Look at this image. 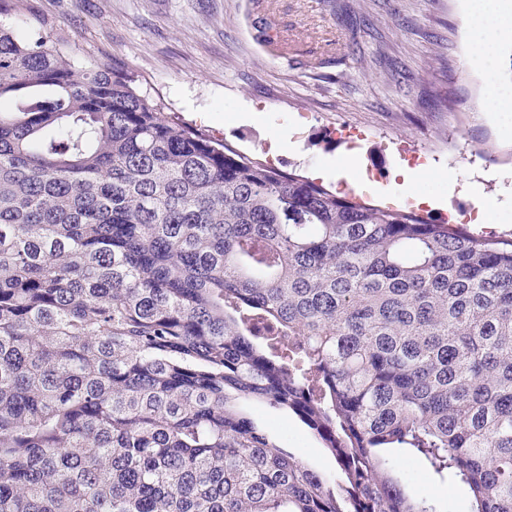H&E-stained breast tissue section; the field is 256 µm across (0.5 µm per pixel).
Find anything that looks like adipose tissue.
Masks as SVG:
<instances>
[{"mask_svg":"<svg viewBox=\"0 0 512 512\" xmlns=\"http://www.w3.org/2000/svg\"><path fill=\"white\" fill-rule=\"evenodd\" d=\"M469 16L468 55L472 67L493 71L500 49L512 42V7L505 0H465Z\"/></svg>","mask_w":512,"mask_h":512,"instance_id":"ef3b65f1","label":"adipose tissue"}]
</instances>
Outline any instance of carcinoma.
<instances>
[{"instance_id":"obj_1","label":"carcinoma","mask_w":512,"mask_h":512,"mask_svg":"<svg viewBox=\"0 0 512 512\" xmlns=\"http://www.w3.org/2000/svg\"><path fill=\"white\" fill-rule=\"evenodd\" d=\"M66 44L0 27V512H449L395 450L512 512V233L275 170ZM246 409L259 429L277 442L288 444L293 454L316 471L331 472L336 468L334 458L322 448L319 440L290 413L263 404H252Z\"/></svg>"}]
</instances>
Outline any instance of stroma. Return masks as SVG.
I'll return each instance as SVG.
<instances>
[{
  "instance_id": "35a3bbf8",
  "label": "stroma",
  "mask_w": 512,
  "mask_h": 512,
  "mask_svg": "<svg viewBox=\"0 0 512 512\" xmlns=\"http://www.w3.org/2000/svg\"><path fill=\"white\" fill-rule=\"evenodd\" d=\"M460 0H27L0 16L24 31L44 21L70 34L76 64L111 54L212 138L279 170L387 207L416 186L415 214L512 233V112H483L487 79L512 89V44L494 74L466 65ZM425 156L437 178L412 165ZM354 159L351 184L334 177ZM270 438L319 472L334 458L288 412L247 408ZM395 468L414 491L463 512V491L415 457Z\"/></svg>"
}]
</instances>
